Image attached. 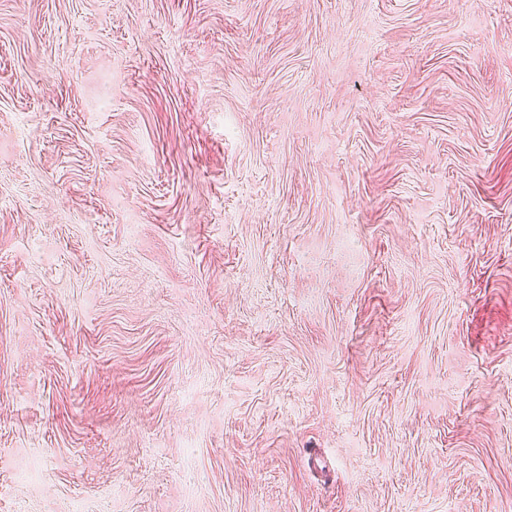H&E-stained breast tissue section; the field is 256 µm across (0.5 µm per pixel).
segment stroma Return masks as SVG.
Returning a JSON list of instances; mask_svg holds the SVG:
<instances>
[{"instance_id": "35a3bbf8", "label": "stroma", "mask_w": 512, "mask_h": 512, "mask_svg": "<svg viewBox=\"0 0 512 512\" xmlns=\"http://www.w3.org/2000/svg\"><path fill=\"white\" fill-rule=\"evenodd\" d=\"M0 512H512V0H0Z\"/></svg>"}]
</instances>
